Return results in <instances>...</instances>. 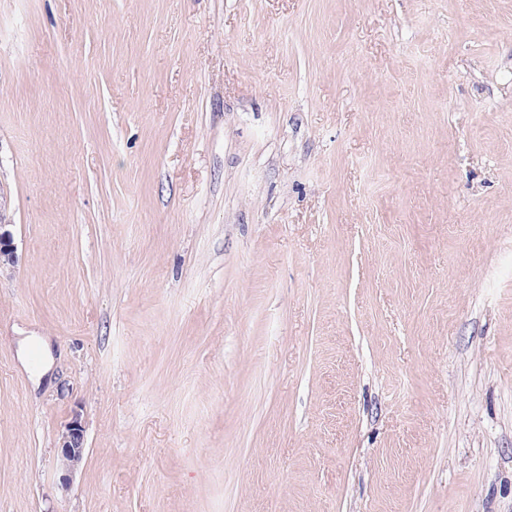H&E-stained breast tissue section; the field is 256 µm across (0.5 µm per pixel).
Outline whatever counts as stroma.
<instances>
[{
  "label": "stroma",
  "mask_w": 512,
  "mask_h": 512,
  "mask_svg": "<svg viewBox=\"0 0 512 512\" xmlns=\"http://www.w3.org/2000/svg\"><path fill=\"white\" fill-rule=\"evenodd\" d=\"M0 222V512H512V0H0ZM34 353L36 357H34ZM48 342L45 338L33 336V343L26 358L23 360V366L28 371H33L31 379L38 380L49 366ZM60 465L66 472L64 480H67V474L75 471L83 460L85 453L84 447V427L79 412H74L68 422L65 423L59 435Z\"/></svg>",
  "instance_id": "1"
}]
</instances>
